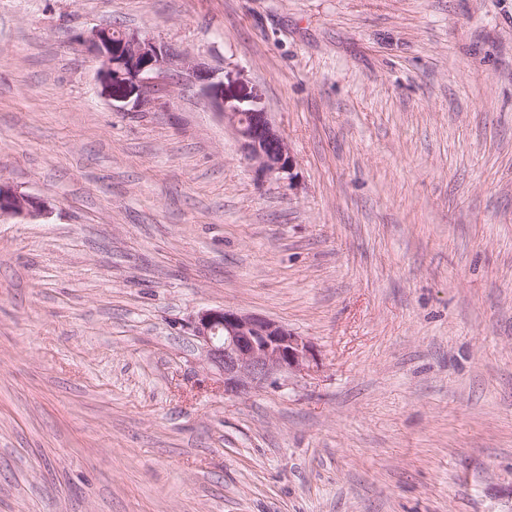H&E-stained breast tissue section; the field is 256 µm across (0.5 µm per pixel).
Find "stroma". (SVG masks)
I'll use <instances>...</instances> for the list:
<instances>
[{
  "label": "stroma",
  "mask_w": 512,
  "mask_h": 512,
  "mask_svg": "<svg viewBox=\"0 0 512 512\" xmlns=\"http://www.w3.org/2000/svg\"><path fill=\"white\" fill-rule=\"evenodd\" d=\"M257 92L117 108L82 35ZM0 512H512V0H0ZM230 306L317 364L239 397ZM101 27L83 37V42L101 63L97 80L101 94L113 102H126L136 95L135 105L150 103L162 86L174 77L199 84L209 106L224 119L241 144L245 160L263 176L291 175L294 159L288 144L249 92H231L224 81L183 58L173 47L138 32L112 35ZM154 101V100H153ZM47 213V206L38 198L22 193L0 180V217L3 214L23 219H36Z\"/></svg>",
  "instance_id": "obj_1"
}]
</instances>
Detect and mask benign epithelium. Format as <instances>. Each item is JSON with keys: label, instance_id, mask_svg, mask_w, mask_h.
Here are the masks:
<instances>
[{"label": "benign epithelium", "instance_id": "benign-epithelium-1", "mask_svg": "<svg viewBox=\"0 0 512 512\" xmlns=\"http://www.w3.org/2000/svg\"><path fill=\"white\" fill-rule=\"evenodd\" d=\"M100 61L97 80L101 94L111 102L135 98V105L150 103L174 77L194 82L209 106L224 119L241 144L245 160L264 176L291 175L294 159L288 144L249 92H231L224 82L183 58L173 47L138 32L112 35L101 27L83 37ZM47 213L38 198L22 193L0 180V216L36 219ZM203 361L222 375L224 394L239 396L277 384L284 377L313 369L316 355L306 338L280 323L224 307L197 313L190 323Z\"/></svg>", "mask_w": 512, "mask_h": 512}]
</instances>
